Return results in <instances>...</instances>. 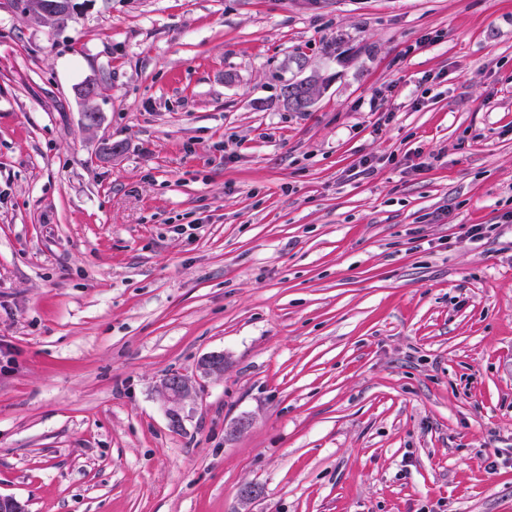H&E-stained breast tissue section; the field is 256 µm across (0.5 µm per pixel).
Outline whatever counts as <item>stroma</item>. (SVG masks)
<instances>
[{"mask_svg":"<svg viewBox=\"0 0 512 512\" xmlns=\"http://www.w3.org/2000/svg\"><path fill=\"white\" fill-rule=\"evenodd\" d=\"M76 2L0 0V495L512 512V0ZM26 15L28 18L44 17L49 18L53 24L59 19L56 25L59 29L66 28L74 19L72 12L74 9L73 0H27ZM67 13V14H65ZM64 14V15H63ZM322 83V78L318 74L305 76L297 81L298 97L293 101V106L302 107L304 110L292 109L293 112H307L315 101L314 89ZM195 389L194 384L178 372L167 374L160 381L159 400L172 428H178L181 425L185 402L192 397Z\"/></svg>","mask_w":512,"mask_h":512,"instance_id":"1","label":"stroma"}]
</instances>
